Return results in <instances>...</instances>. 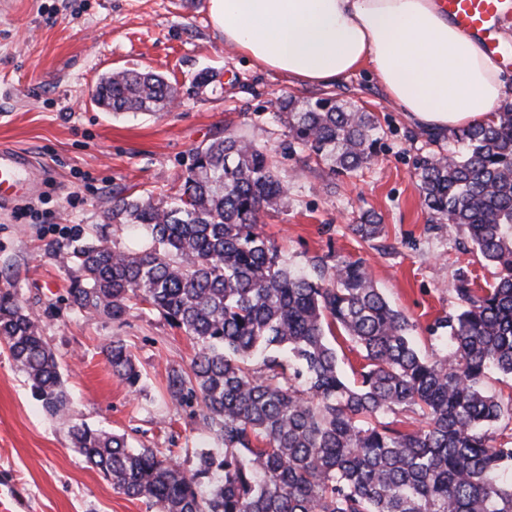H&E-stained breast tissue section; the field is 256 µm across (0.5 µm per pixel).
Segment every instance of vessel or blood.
<instances>
[{
    "label": "vessel or blood",
    "instance_id": "1",
    "mask_svg": "<svg viewBox=\"0 0 512 512\" xmlns=\"http://www.w3.org/2000/svg\"><path fill=\"white\" fill-rule=\"evenodd\" d=\"M448 17L461 29L479 38L484 50L512 66V54L495 33L499 16L512 7V0H441ZM39 184L29 158L11 148H0V206L32 193ZM29 500L10 482H0V512H31Z\"/></svg>",
    "mask_w": 512,
    "mask_h": 512
}]
</instances>
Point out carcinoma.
<instances>
[{
  "label": "carcinoma",
  "mask_w": 512,
  "mask_h": 512,
  "mask_svg": "<svg viewBox=\"0 0 512 512\" xmlns=\"http://www.w3.org/2000/svg\"><path fill=\"white\" fill-rule=\"evenodd\" d=\"M173 99L164 76L134 70L102 76L95 94L115 115L163 112ZM279 109L286 151L332 175L371 163L374 113L344 108L333 92ZM454 136L460 150L417 167L422 204L432 223L466 235L494 281L475 288L458 274L441 354L416 346L413 323L361 261L288 264L259 227L286 198L278 166L266 145L227 129L194 150L174 195L113 198L112 223L145 231L143 249L81 230L49 245L73 272L70 306L123 322L147 305L199 346L166 384L172 403L198 404L196 430L213 442L194 470L71 422L56 358L9 291L0 343L73 447L149 512H512V442L494 435L512 423V394L485 387L493 372L512 377V102ZM350 230L371 241L383 227L363 213ZM337 330L362 351L351 378L330 342ZM103 352L113 376L138 388L125 341ZM398 413L417 427L385 421Z\"/></svg>",
  "instance_id": "cac0c4a2"
}]
</instances>
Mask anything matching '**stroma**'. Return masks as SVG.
<instances>
[{
	"mask_svg": "<svg viewBox=\"0 0 512 512\" xmlns=\"http://www.w3.org/2000/svg\"><path fill=\"white\" fill-rule=\"evenodd\" d=\"M124 69L165 75L177 90L174 107L102 111L94 101L99 76ZM205 71L218 79L196 90L193 80ZM335 92L379 122L374 160L344 176L281 151L288 130L277 116L278 98L313 100L322 88L289 86L285 76L259 72L226 47L208 0H0V146L33 157L44 182L27 217L17 218L12 206L0 209V290L14 292L40 322L73 422L125 435L136 448L172 453L187 470L195 449L204 447L197 405L178 406L166 395L169 370L188 367L196 346L155 310H132L119 324L70 307L69 272L46 245L102 225L117 247L140 249L138 231L109 223L113 196L176 192L193 151L225 125L277 151L288 196L261 227L289 264L302 267L326 255L363 260L389 302L413 322L423 351L446 333L439 322L455 311L457 274L479 288L492 280V268L463 235L431 223L419 198V161L457 150L455 139L430 140L368 74ZM365 211L376 214L384 232L364 242L350 226ZM115 337L126 341L142 374L138 391L113 376L102 352ZM2 479L18 482L33 512H147L72 448L66 426L46 411L0 346Z\"/></svg>",
	"mask_w": 512,
	"mask_h": 512,
	"instance_id": "35a3bbf8",
	"label": "stroma"
}]
</instances>
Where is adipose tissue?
Returning <instances> with one entry per match:
<instances>
[{"instance_id":"obj_1","label":"adipose tissue","mask_w":512,"mask_h":512,"mask_svg":"<svg viewBox=\"0 0 512 512\" xmlns=\"http://www.w3.org/2000/svg\"><path fill=\"white\" fill-rule=\"evenodd\" d=\"M225 44L289 85L332 87L365 72L417 127L491 119L512 96L503 68L436 0H208Z\"/></svg>"}]
</instances>
